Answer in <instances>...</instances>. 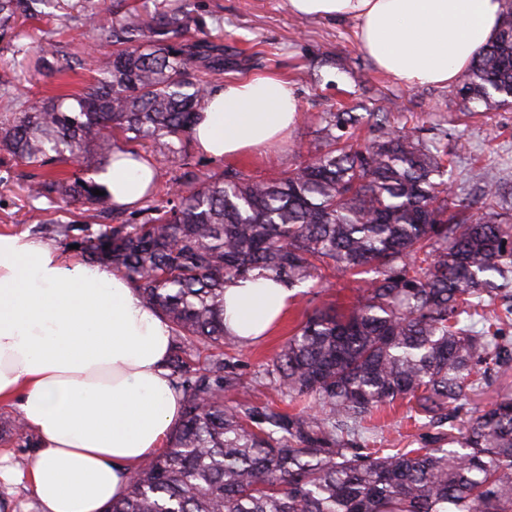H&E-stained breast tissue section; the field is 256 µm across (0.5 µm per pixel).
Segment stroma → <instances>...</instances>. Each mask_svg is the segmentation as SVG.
Segmentation results:
<instances>
[{
    "mask_svg": "<svg viewBox=\"0 0 512 512\" xmlns=\"http://www.w3.org/2000/svg\"><path fill=\"white\" fill-rule=\"evenodd\" d=\"M197 25L224 46V79L275 73L287 79L301 107L298 123L286 140L263 152L230 159L195 154L196 181L237 169L255 179L279 177L295 170L321 139V113H365L385 106L395 126L417 127L423 137L448 144L452 179L476 205L485 200L468 181L481 166L497 182L501 195L512 198V108L465 115L452 86L408 87L378 70L361 50L352 24L299 18L288 0H190ZM19 183L0 184V233H33ZM304 307L292 305L277 329L262 341L233 351L236 368L253 375L274 358ZM397 403L374 416L382 432L398 447H416L424 429L406 417Z\"/></svg>",
    "mask_w": 512,
    "mask_h": 512,
    "instance_id": "obj_1",
    "label": "stroma"
}]
</instances>
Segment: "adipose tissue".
<instances>
[{
    "label": "adipose tissue",
    "instance_id": "ef3b65f1",
    "mask_svg": "<svg viewBox=\"0 0 512 512\" xmlns=\"http://www.w3.org/2000/svg\"><path fill=\"white\" fill-rule=\"evenodd\" d=\"M302 17L352 23L375 66L407 86L456 84L497 35L505 0H289ZM299 119L276 75L214 88L192 138L211 158L260 152ZM153 179L146 161L113 156L96 180L118 207L140 204ZM292 290L271 278L224 290V327L241 344L287 314ZM169 324L122 276L66 258L24 233L0 234V404H12L38 440L26 483L40 512H104L131 474L163 448L183 398L167 368Z\"/></svg>",
    "mask_w": 512,
    "mask_h": 512
}]
</instances>
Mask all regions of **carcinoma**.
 <instances>
[{
    "instance_id": "carcinoma-1",
    "label": "carcinoma",
    "mask_w": 512,
    "mask_h": 512,
    "mask_svg": "<svg viewBox=\"0 0 512 512\" xmlns=\"http://www.w3.org/2000/svg\"><path fill=\"white\" fill-rule=\"evenodd\" d=\"M44 17L81 20L113 50L45 41L39 59L53 73H95L74 94L29 99L15 71H0V183L24 167L29 200L86 214L88 225L63 224L31 207L45 238L124 276L169 323L168 369L183 394L166 448L107 512H512V393L459 435L444 429L468 388L512 365L501 335L512 306H498L512 283V224L448 188V144L396 133L383 106L324 112L322 142L288 176L228 169L127 218L88 173L117 152L141 158L114 141L119 131L190 176L192 127L224 49L202 29L186 37L181 6L144 15L128 0H0V42L14 61L32 52L20 24ZM456 94L466 106L512 105V0ZM74 165L82 172L66 171ZM469 181L499 197L484 169ZM329 269L363 276L344 309L314 305ZM260 276L307 306L264 368L284 408L253 400L251 379L221 354L199 368L187 361L239 347L224 329V288ZM398 401L428 418L417 448H386L369 425ZM21 430L0 417V441Z\"/></svg>"
}]
</instances>
